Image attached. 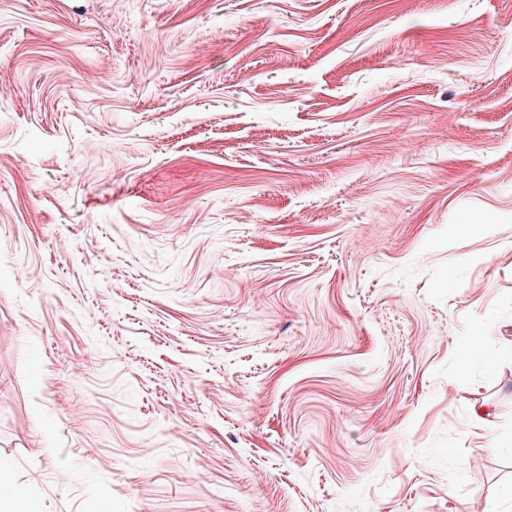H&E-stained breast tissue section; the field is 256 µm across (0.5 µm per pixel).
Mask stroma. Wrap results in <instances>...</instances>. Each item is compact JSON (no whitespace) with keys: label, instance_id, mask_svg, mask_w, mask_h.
I'll use <instances>...</instances> for the list:
<instances>
[{"label":"stroma","instance_id":"stroma-1","mask_svg":"<svg viewBox=\"0 0 512 512\" xmlns=\"http://www.w3.org/2000/svg\"><path fill=\"white\" fill-rule=\"evenodd\" d=\"M1 84L0 507L512 512V0H0Z\"/></svg>","mask_w":512,"mask_h":512}]
</instances>
